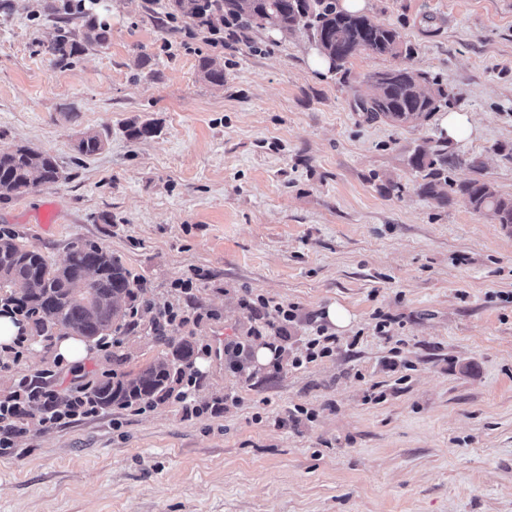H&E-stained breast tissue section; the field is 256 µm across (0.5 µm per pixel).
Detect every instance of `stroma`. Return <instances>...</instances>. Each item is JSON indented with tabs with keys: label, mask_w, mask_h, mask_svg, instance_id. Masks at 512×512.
Returning <instances> with one entry per match:
<instances>
[{
	"label": "stroma",
	"mask_w": 512,
	"mask_h": 512,
	"mask_svg": "<svg viewBox=\"0 0 512 512\" xmlns=\"http://www.w3.org/2000/svg\"><path fill=\"white\" fill-rule=\"evenodd\" d=\"M8 2L0 152H46L62 177L0 202V227L53 265L75 243L108 251L138 314L73 364L30 337L0 367V398L37 373L134 374L183 340L198 378L184 402L178 382L66 424L30 411L0 452V512H512V228L451 192L476 180L512 197V0H368L402 52L359 49L324 73L303 27L216 46L205 27L185 39L174 0H85L71 16L65 0ZM91 17L105 42L85 41ZM63 19L80 43L67 66L48 51ZM393 69L426 73L439 111L471 113L476 133L366 119V76ZM86 134L98 153L78 152ZM439 150L450 163L427 196L415 159ZM48 203L58 221L38 223ZM196 272L191 295L174 289ZM257 297L269 307H245ZM170 307L183 323L155 331ZM320 329L334 355L294 366ZM230 341L243 354L216 355ZM259 343L276 366L255 365Z\"/></svg>",
	"instance_id": "stroma-1"
}]
</instances>
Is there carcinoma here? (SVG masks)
Listing matches in <instances>:
<instances>
[{"instance_id": "obj_1", "label": "carcinoma", "mask_w": 512, "mask_h": 512, "mask_svg": "<svg viewBox=\"0 0 512 512\" xmlns=\"http://www.w3.org/2000/svg\"><path fill=\"white\" fill-rule=\"evenodd\" d=\"M175 7L192 20L205 12L210 21L228 18L244 27H269L281 33L303 25L311 30L318 51L338 66L359 48L384 55L401 47L395 29L366 15L347 13L336 0H175ZM51 51L60 63L73 57L77 44L71 32L60 31ZM427 81L426 74L406 69L374 73L367 83L375 92L359 95V107L370 121L420 124L446 96L441 88L425 91ZM60 178L55 158L47 153L27 146L0 152V202L32 187L51 186ZM458 192L474 211L505 228L512 225V198L497 197L477 181L459 185ZM133 297L134 282L126 269L96 245H73L61 264L51 265L40 251L19 244L14 235L0 234V300L16 302L36 336L105 339L121 328L127 316L125 302ZM192 356L191 344L180 342L170 359L98 382L89 399L100 409L162 400L171 394L174 378L190 368Z\"/></svg>"}]
</instances>
